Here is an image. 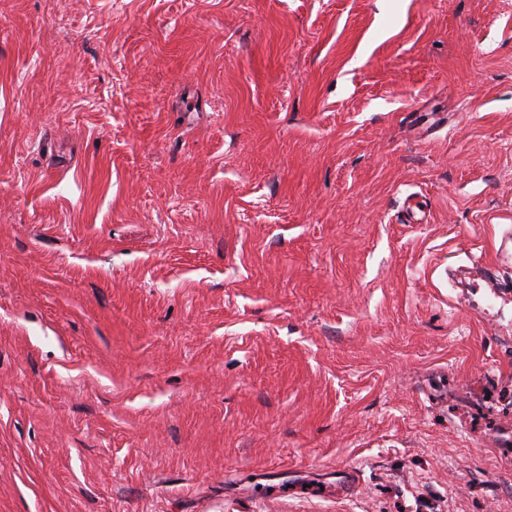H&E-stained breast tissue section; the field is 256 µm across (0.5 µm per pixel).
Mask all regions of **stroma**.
<instances>
[{
    "label": "stroma",
    "mask_w": 512,
    "mask_h": 512,
    "mask_svg": "<svg viewBox=\"0 0 512 512\" xmlns=\"http://www.w3.org/2000/svg\"><path fill=\"white\" fill-rule=\"evenodd\" d=\"M512 0H0V512H512Z\"/></svg>",
    "instance_id": "35a3bbf8"
}]
</instances>
